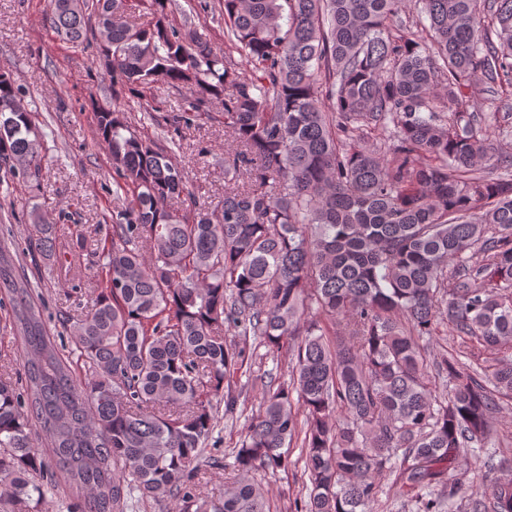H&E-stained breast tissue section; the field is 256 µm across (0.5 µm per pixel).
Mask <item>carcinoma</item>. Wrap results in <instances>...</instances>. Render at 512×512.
<instances>
[{
  "label": "carcinoma",
  "instance_id": "obj_1",
  "mask_svg": "<svg viewBox=\"0 0 512 512\" xmlns=\"http://www.w3.org/2000/svg\"><path fill=\"white\" fill-rule=\"evenodd\" d=\"M109 2L127 8L48 0L45 20L78 43L99 16L114 100L147 112L156 83L194 90L165 128L221 121L224 197L180 215L172 148L99 107L118 210L91 300L61 314L68 354L0 253L25 358L0 375V512H39L52 467L77 492L69 512H124L135 492L188 512L252 337L291 378L268 374L220 512H270L250 476L288 470L301 433L296 512H372L384 472L414 512H512V469L470 462L512 401V154L487 153L490 127L512 139V0H222L224 52L169 19L173 0H150L145 26L108 20ZM233 50L259 76H239ZM16 98L0 73V164L36 180L40 135ZM24 245L53 261L55 225L36 218ZM441 326L452 340L435 351Z\"/></svg>",
  "mask_w": 512,
  "mask_h": 512
}]
</instances>
